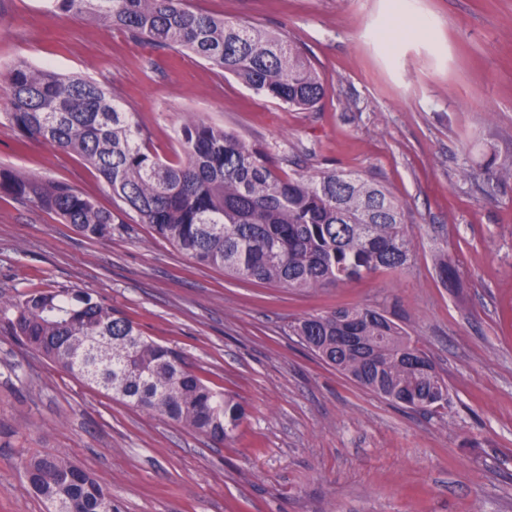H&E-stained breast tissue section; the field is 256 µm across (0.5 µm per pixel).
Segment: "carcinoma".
<instances>
[{
  "mask_svg": "<svg viewBox=\"0 0 512 512\" xmlns=\"http://www.w3.org/2000/svg\"><path fill=\"white\" fill-rule=\"evenodd\" d=\"M47 10L186 51L291 108L314 112L324 97L316 68L287 36L202 11L191 0H47ZM3 92L4 119L20 143L79 156L107 185L116 210L134 214L200 265L314 290L397 274L413 259L403 205L361 173L290 175L262 148L193 118L179 129V150L162 157L133 113L99 83L24 60L8 69ZM2 195L60 218L88 240L112 237L114 213L66 182L0 166ZM0 316L18 340L73 376L217 444L232 440L245 417L238 398L189 370L180 351L144 336L89 292L35 289L18 300L0 298ZM288 329L325 364L393 404L423 414L448 404V382L419 339L383 310L341 307ZM23 470L47 512H112L95 477L61 455H31Z\"/></svg>",
  "mask_w": 512,
  "mask_h": 512,
  "instance_id": "cac0c4a2",
  "label": "carcinoma"
}]
</instances>
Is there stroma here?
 <instances>
[{
  "instance_id": "obj_1",
  "label": "stroma",
  "mask_w": 512,
  "mask_h": 512,
  "mask_svg": "<svg viewBox=\"0 0 512 512\" xmlns=\"http://www.w3.org/2000/svg\"><path fill=\"white\" fill-rule=\"evenodd\" d=\"M284 33L325 86L317 111L281 106L188 54L122 30L0 0V74L15 60L107 85L154 148L196 117L265 147L287 173L359 171L405 206L401 276L316 291L225 277L124 216L91 241L0 198V296L88 291L239 395L218 445L90 387L0 322V512H46L21 461L60 454L114 512H512V0H193ZM0 165L69 183L111 208L74 155L19 146L1 114ZM456 268L445 285L439 260ZM382 309L448 382L433 414L389 404L288 333L340 307Z\"/></svg>"
}]
</instances>
